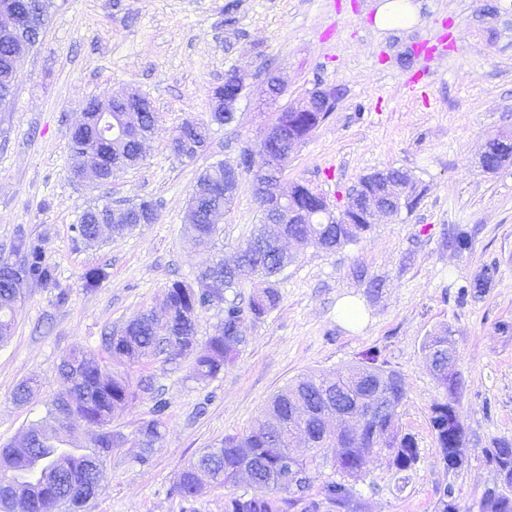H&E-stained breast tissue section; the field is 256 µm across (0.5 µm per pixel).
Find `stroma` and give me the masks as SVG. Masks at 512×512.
Masks as SVG:
<instances>
[{
    "mask_svg": "<svg viewBox=\"0 0 512 512\" xmlns=\"http://www.w3.org/2000/svg\"><path fill=\"white\" fill-rule=\"evenodd\" d=\"M235 1L229 19L228 0H53L40 41L21 59L0 111V259L15 260L14 240L25 232L42 239L55 281L19 286L14 332L0 344V447L34 424L59 432L47 406L63 356L99 349L104 332L161 309L165 288L193 280L208 261L183 234L198 173L235 161L280 107L335 87L331 114L290 156L282 184L317 188L339 212L359 178L396 168L416 179L419 204L336 251L300 250L277 278L276 308L246 323L239 355L216 377L195 379L190 360L164 353L129 368L131 383L148 379L155 391L115 413L113 430L133 435L158 393L167 402L164 437L144 464L133 445L113 449L84 512H224L225 487L179 493L183 467L248 430L297 378L368 363L402 377L400 424L420 460L399 474L385 455L373 456L358 486L360 512H435L436 491L447 485L460 512H479L498 484L484 450L512 441V331L499 328L512 324V166L487 173L478 164L488 139L512 133V0H416V22L393 29L375 25L379 0ZM422 41L435 48L430 58L413 55ZM233 67L249 74L235 123L213 125L196 157L173 155L172 135L186 119L209 120L212 90ZM271 74L286 85L275 103L262 96ZM125 91L146 96L158 115L143 161L105 186L73 179L69 138L83 105ZM101 196L114 205L154 200L159 218L95 245L75 242L73 224ZM259 218L255 185L243 176L218 249L232 254ZM460 230L472 238L464 251L448 245ZM488 264L497 268L493 286L460 302V286ZM100 265L106 280L85 288V272ZM345 297L364 312L358 326L337 318ZM444 327L464 381L455 408L467 460L458 470L439 463L429 422L442 389L423 345ZM26 379L38 386L19 405L13 391Z\"/></svg>",
    "mask_w": 512,
    "mask_h": 512,
    "instance_id": "obj_1",
    "label": "stroma"
}]
</instances>
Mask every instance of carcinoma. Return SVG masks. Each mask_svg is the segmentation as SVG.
Returning <instances> with one entry per match:
<instances>
[{
	"instance_id": "1",
	"label": "carcinoma",
	"mask_w": 512,
	"mask_h": 512,
	"mask_svg": "<svg viewBox=\"0 0 512 512\" xmlns=\"http://www.w3.org/2000/svg\"><path fill=\"white\" fill-rule=\"evenodd\" d=\"M241 89L242 79L228 71L224 74V83L212 91V99L222 102L224 97ZM328 116L327 112H279L275 120L280 123L281 137L269 142L261 140L244 149L246 165L238 173L224 171L222 162L205 167L197 176L192 191L203 190L208 195L190 198L184 218L192 246L203 251L215 247L221 228L210 222L209 214L231 206L235 198L231 190L236 180L245 174L259 179V172L271 159L277 161V170L283 171L290 158L288 139H293L297 145L303 143ZM235 119L236 113L220 111L211 113L208 123L186 120L170 139L169 149L176 156L192 158L207 147L210 124L227 125ZM156 125L157 113L154 111L143 113L136 126L124 122V113L112 112L105 115L100 124L78 129L70 135V174L76 178L79 168L90 164L97 167L101 179L106 181L114 171L138 164L141 157L136 136L154 135ZM288 207L316 211L321 207V201L313 188L295 183L288 197ZM103 210L101 205L89 206L75 227L78 236L88 244L92 243V226L100 222ZM157 215V203L142 199L134 204L128 215L111 225L112 233L121 235L141 224H151ZM346 216V212L338 215L326 212L318 224H283L280 233L292 236L298 249L313 246L332 252L359 240L370 228L368 224H347ZM266 230V213L263 212L261 224L253 228L244 246L228 257L215 258L201 267L194 283L174 281L164 290V310L174 322L176 337L158 335L153 323L154 314L147 311L127 324L122 346L113 347L114 334L107 332L102 336L101 349L118 365H131L152 353L165 352L173 359L191 360L193 375L197 378L218 375L245 342V337L237 335L239 327L248 319H262L276 307L279 293L274 277L294 259V254L276 249L266 238ZM14 252L21 256V262H0L1 344L12 336L19 301L12 288L10 273L17 271L37 283L54 279V269L44 259L42 241L21 232L16 237ZM494 273L493 267H484L472 281L460 287L459 298L465 301L484 293ZM246 276L254 278V291L248 300L228 299V292L240 287ZM221 303L224 304V317L204 347L189 350L179 346L178 337L197 336L200 311ZM358 370L360 367L350 366L334 377L298 378L272 397L249 430L224 436L219 446L207 449L188 463L181 472L179 492L185 497H194L211 484L226 486L234 483L245 471L255 493L224 496V512H287L302 501L306 502L304 512H320L321 502L305 499V492L316 480L319 449L333 443L339 448L333 468L341 478L323 481L321 495L338 512H359L361 504L356 483L365 479L373 454L386 453L389 464L398 473L413 469L419 461L415 437L402 431L396 412L368 420L355 432L338 430L324 438L316 437L310 448L312 455L297 460L301 472L298 484L289 487L277 479L281 460L290 448L288 432L299 422L298 410L318 404L321 394L334 392L338 385L352 381ZM59 373L63 378L74 376V387L80 395L76 412L99 428L88 445L90 454L80 459L77 449L63 447L60 437L44 435L39 427L31 426L27 431L29 447L0 448V512H14L15 495L19 491L34 504V512H61L63 509L79 512L87 502L79 497H68L70 479L79 481L85 471L106 464L112 449L118 446L114 441L116 432L110 428L112 415L136 397L127 376L103 366L99 353L91 349L68 353L61 360ZM435 378L443 394L431 405L430 423L440 448V461L451 469L453 455L461 453L466 441L463 428L457 435L448 433V413H456V396L462 389V379L458 375L448 378L446 370L436 374ZM379 382L394 401H402L405 386L396 379V373H381ZM166 409L167 402L155 398L152 418L142 422L135 431L140 448L137 460L142 463L148 460L152 449L162 439ZM485 454L487 462L494 468L509 467L511 477L506 484L512 486V442L498 440L493 447L485 449ZM435 512H459L453 488L448 486L438 492Z\"/></svg>"
}]
</instances>
